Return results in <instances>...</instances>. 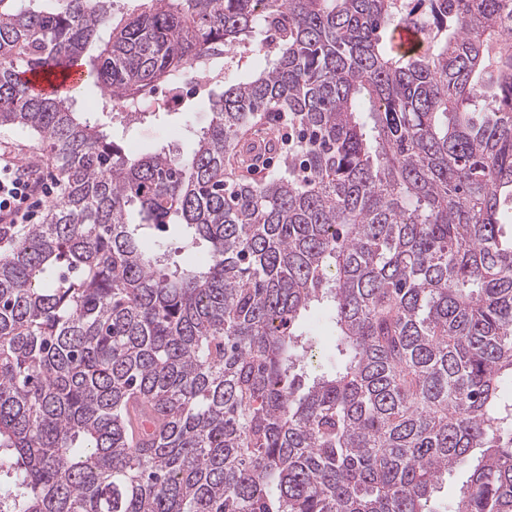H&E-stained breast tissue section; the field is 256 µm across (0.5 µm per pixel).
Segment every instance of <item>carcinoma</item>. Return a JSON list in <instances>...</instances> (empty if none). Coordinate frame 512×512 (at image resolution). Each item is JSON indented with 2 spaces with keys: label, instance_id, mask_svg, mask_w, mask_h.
<instances>
[{
  "label": "carcinoma",
  "instance_id": "obj_1",
  "mask_svg": "<svg viewBox=\"0 0 512 512\" xmlns=\"http://www.w3.org/2000/svg\"><path fill=\"white\" fill-rule=\"evenodd\" d=\"M130 2L0 0V127L61 187L0 225V512H433L457 468L452 512H512V0ZM92 46L111 120L246 71L136 157L18 78ZM326 313L323 310H314L310 317L309 329L313 338V351L307 355L304 372L307 378H312L315 373H320L323 367H331L336 362V350L332 331L327 323ZM315 320L320 321L319 330L312 328ZM467 473L456 471L448 475L435 495L436 511L449 512L448 503L452 502L458 493L459 487L466 481Z\"/></svg>",
  "mask_w": 512,
  "mask_h": 512
}]
</instances>
